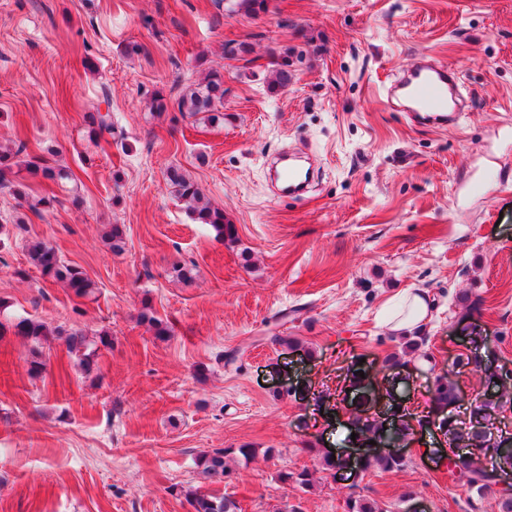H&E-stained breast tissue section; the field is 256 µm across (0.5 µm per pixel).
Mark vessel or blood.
<instances>
[{
  "label": "vessel or blood",
  "instance_id": "1",
  "mask_svg": "<svg viewBox=\"0 0 512 512\" xmlns=\"http://www.w3.org/2000/svg\"><path fill=\"white\" fill-rule=\"evenodd\" d=\"M392 107L407 113L414 122L442 126L458 123L465 110L464 96L456 69L421 58L398 73L386 89ZM313 175L300 153L289 150L275 154L270 162L269 180L277 196L303 195Z\"/></svg>",
  "mask_w": 512,
  "mask_h": 512
}]
</instances>
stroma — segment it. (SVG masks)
Here are the masks:
<instances>
[{
    "label": "stroma",
    "mask_w": 512,
    "mask_h": 512,
    "mask_svg": "<svg viewBox=\"0 0 512 512\" xmlns=\"http://www.w3.org/2000/svg\"><path fill=\"white\" fill-rule=\"evenodd\" d=\"M227 7L0 0V144L22 138L74 174L23 172L25 201L0 188V512H192L191 491L239 512H346L358 495L383 512H499L500 490L452 481L419 430L398 470L339 478L321 461L347 449L357 418L386 414L396 375L410 378L413 414L439 376L463 406L479 401L489 386L466 363L469 333L495 368H512V0ZM231 40L246 59L225 57ZM422 53L454 66L470 97L445 129L385 99ZM282 55L291 80L273 90ZM210 69L224 74L215 123L173 105ZM157 95L168 112H151ZM97 110L112 114L111 143L89 137L83 117ZM301 145L314 186L275 197L266 158ZM173 165L223 209L234 239L193 220ZM42 197L55 203L38 216L28 203ZM36 241L82 267L93 294L43 277L28 255ZM409 288L433 302L413 351L384 322ZM146 308L168 335L141 320ZM25 318L112 345L86 369L48 338L33 375L14 329ZM357 367L372 383L361 398L345 381ZM222 448L231 477H205L198 459ZM302 469L311 487L283 481Z\"/></svg>",
    "instance_id": "obj_1"
}]
</instances>
